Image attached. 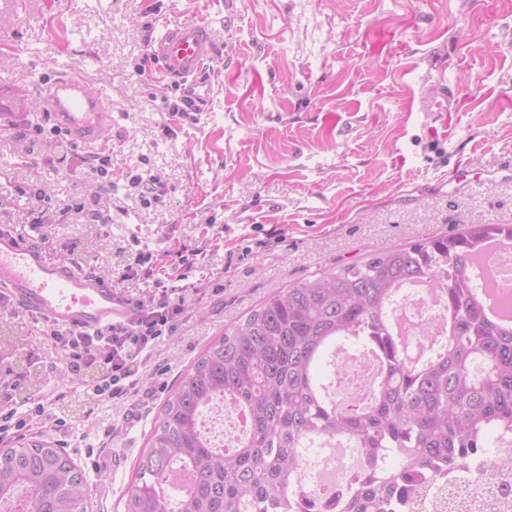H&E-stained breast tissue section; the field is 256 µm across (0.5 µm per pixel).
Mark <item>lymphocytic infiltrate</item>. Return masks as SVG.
<instances>
[{"label":"lymphocytic infiltrate","instance_id":"obj_1","mask_svg":"<svg viewBox=\"0 0 512 512\" xmlns=\"http://www.w3.org/2000/svg\"><path fill=\"white\" fill-rule=\"evenodd\" d=\"M184 297H171L161 291L150 300L133 304V315L124 323L89 331L47 328L44 342L67 351L68 366L86 372L80 380L83 394L100 402L122 403L140 393L136 366L153 350L166 327L183 313ZM26 411L10 409L0 413V444L41 432L45 413V396L38 390H27Z\"/></svg>","mask_w":512,"mask_h":512}]
</instances>
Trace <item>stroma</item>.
<instances>
[{
	"label": "stroma",
	"instance_id": "35a3bbf8",
	"mask_svg": "<svg viewBox=\"0 0 512 512\" xmlns=\"http://www.w3.org/2000/svg\"><path fill=\"white\" fill-rule=\"evenodd\" d=\"M175 22L207 24L216 50L212 102L192 118L171 116L179 94L145 57ZM67 65L118 104L112 184L63 164L78 147L28 129L45 119L40 82ZM442 86L458 101L447 133L418 110L420 94ZM4 112L24 135L0 141V225L48 242L53 256L78 251L130 299L186 297L125 405L87 400L61 369L65 351L40 349L27 317L0 318L15 338L0 374L40 378L43 438L66 419L63 449L86 481L88 512H121L174 383L265 300L464 224H512V180L496 175L512 164V0H0ZM36 163L51 205L96 203L102 223H31L40 204L21 189ZM140 167L161 180L149 206L123 176ZM460 167L480 184L454 189ZM265 199L279 209L263 223L235 222L240 205ZM139 253L153 276L123 278Z\"/></svg>",
	"mask_w": 512,
	"mask_h": 512
}]
</instances>
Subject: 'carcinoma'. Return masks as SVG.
<instances>
[{
  "mask_svg": "<svg viewBox=\"0 0 512 512\" xmlns=\"http://www.w3.org/2000/svg\"><path fill=\"white\" fill-rule=\"evenodd\" d=\"M512 224L462 231L338 266L274 295L211 343L166 398L137 459L123 512H294L299 449L344 439L371 467L342 512H396L422 478L464 466L491 432L512 433V323L479 289L486 243ZM432 280L442 289L448 340L419 367L393 334L395 290ZM375 356L380 378L358 408L327 402L319 365L341 341ZM246 413V438L215 446L201 425L225 398ZM396 457L397 465L383 461ZM22 512H86L74 462L48 441L0 453V503Z\"/></svg>",
  "mask_w": 512,
  "mask_h": 512,
  "instance_id": "cac0c4a2",
  "label": "carcinoma"
}]
</instances>
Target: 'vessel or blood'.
I'll use <instances>...</instances> for the list:
<instances>
[{"label": "vessel or blood", "instance_id": "vessel-or-blood-1", "mask_svg": "<svg viewBox=\"0 0 512 512\" xmlns=\"http://www.w3.org/2000/svg\"><path fill=\"white\" fill-rule=\"evenodd\" d=\"M214 51L206 24L169 23L152 40L149 57L161 78L177 88L187 109L200 112L212 100L213 83L206 63ZM39 98L70 143L92 153L111 151L112 101L92 87L83 71L56 69L42 83ZM418 106L438 122L454 111L456 100L448 92L424 94ZM276 208L272 201L243 206L236 212V221L255 224ZM0 297L11 299L32 319L57 327L98 330L132 315L129 299L103 277L77 260L50 259L40 245L8 228L0 230Z\"/></svg>", "mask_w": 512, "mask_h": 512}]
</instances>
